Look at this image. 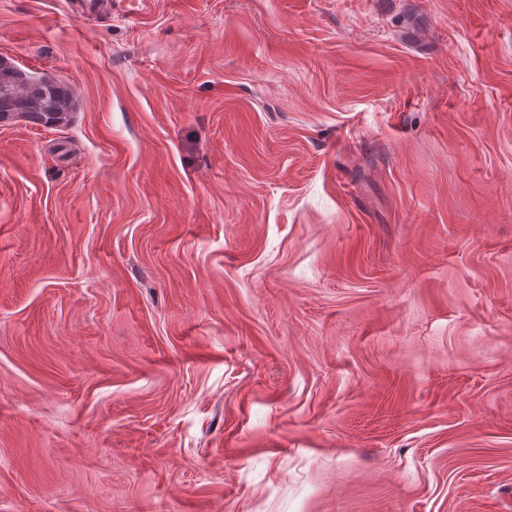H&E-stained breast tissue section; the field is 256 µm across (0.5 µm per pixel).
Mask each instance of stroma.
Wrapping results in <instances>:
<instances>
[{"instance_id": "35a3bbf8", "label": "stroma", "mask_w": 512, "mask_h": 512, "mask_svg": "<svg viewBox=\"0 0 512 512\" xmlns=\"http://www.w3.org/2000/svg\"><path fill=\"white\" fill-rule=\"evenodd\" d=\"M0 512H512V0H0ZM24 71L15 67L0 68V121L12 120L15 113L26 110L29 122L44 127H58L61 122L72 121L76 105L71 88L50 75L39 76L36 85L25 91H16V83L22 81ZM34 100H43V105H33ZM14 120L25 121L23 113Z\"/></svg>"}]
</instances>
